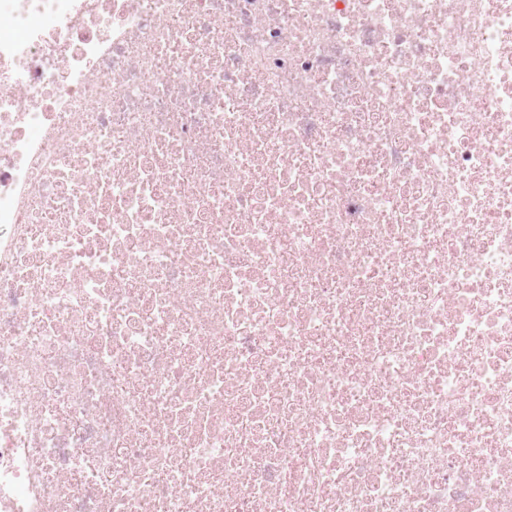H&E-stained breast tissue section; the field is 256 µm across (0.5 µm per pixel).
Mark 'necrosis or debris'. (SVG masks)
<instances>
[{
    "label": "necrosis or debris",
    "mask_w": 512,
    "mask_h": 512,
    "mask_svg": "<svg viewBox=\"0 0 512 512\" xmlns=\"http://www.w3.org/2000/svg\"><path fill=\"white\" fill-rule=\"evenodd\" d=\"M0 512H512V0H0Z\"/></svg>",
    "instance_id": "necrosis-or-debris-1"
}]
</instances>
